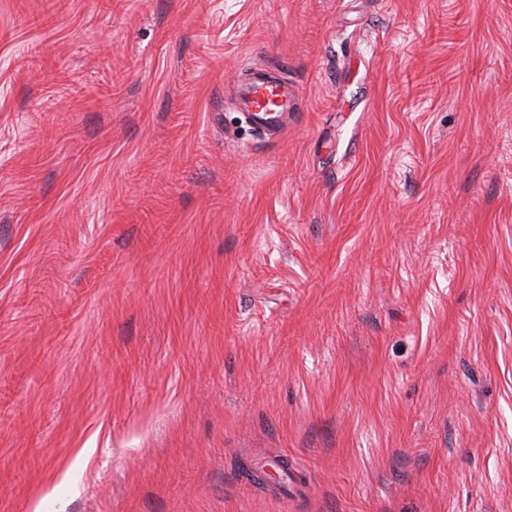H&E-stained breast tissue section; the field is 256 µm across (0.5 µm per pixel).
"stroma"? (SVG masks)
Returning a JSON list of instances; mask_svg holds the SVG:
<instances>
[{
    "mask_svg": "<svg viewBox=\"0 0 512 512\" xmlns=\"http://www.w3.org/2000/svg\"><path fill=\"white\" fill-rule=\"evenodd\" d=\"M0 512H512V0H0ZM276 67L256 66L245 70L234 88L240 112L252 118L262 133H276L288 125V112H295L298 89L276 74Z\"/></svg>",
    "mask_w": 512,
    "mask_h": 512,
    "instance_id": "obj_1",
    "label": "stroma"
}]
</instances>
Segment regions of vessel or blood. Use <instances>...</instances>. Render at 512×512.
Instances as JSON below:
<instances>
[{
	"instance_id": "vessel-or-blood-1",
	"label": "vessel or blood",
	"mask_w": 512,
	"mask_h": 512,
	"mask_svg": "<svg viewBox=\"0 0 512 512\" xmlns=\"http://www.w3.org/2000/svg\"><path fill=\"white\" fill-rule=\"evenodd\" d=\"M234 99L258 131L276 133L287 126L289 112L295 111L298 90L279 79L274 68L256 66L242 74Z\"/></svg>"
}]
</instances>
